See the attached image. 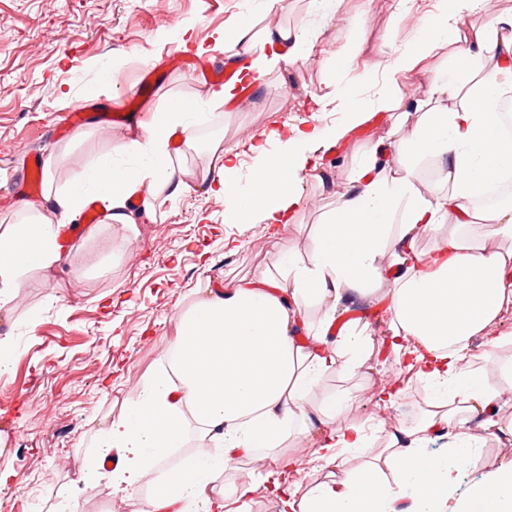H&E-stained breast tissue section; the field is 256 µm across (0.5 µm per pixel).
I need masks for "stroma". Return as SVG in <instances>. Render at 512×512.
Segmentation results:
<instances>
[{"instance_id": "stroma-1", "label": "stroma", "mask_w": 512, "mask_h": 512, "mask_svg": "<svg viewBox=\"0 0 512 512\" xmlns=\"http://www.w3.org/2000/svg\"><path fill=\"white\" fill-rule=\"evenodd\" d=\"M261 0H0V226L36 213L43 189L23 190L18 177L25 156L51 157L44 182L63 188L86 177L91 159L131 165L119 153L128 135V115L150 120L176 100H200L203 118L182 135L183 164L190 173L208 168L212 154L199 148L196 132L208 130L239 155L234 177L247 182L255 157L245 138L318 115L322 124L345 118L340 93L350 89L373 103L389 88L422 85V73L450 67L445 46L419 69L398 71L394 60L411 52L424 17L443 0H411L392 7L382 0H339L335 13L318 10L315 0H283L266 14ZM251 14L255 29L273 25L305 31L304 61L288 71L246 80L241 100L225 105L218 82L207 74L224 67V46L216 36ZM351 54L344 70L333 59ZM81 121L66 122L74 105ZM396 115L374 110L364 125L322 151L320 178H303L304 202L295 224L255 249L258 224H228L223 199L192 189L155 204V221L141 225L129 242L113 233L109 220L98 233L64 248L60 263L29 271L20 282L26 306L0 313V336L14 353L0 371V471L12 473L0 486V512H147L143 496L115 495L111 468L91 479L84 472L95 454L96 435L125 410L129 385L165 363L179 312L188 310L199 288L226 290L272 265L288 250L307 256L311 234L333 208L347 181L373 145L387 141ZM364 366L326 374L311 405L324 397L351 393V422L383 439L413 417L396 421L405 406L420 409L425 391H407L385 407L380 381L393 355L383 332ZM51 414H44L48 399ZM476 444L474 458L449 459L456 493L465 495L490 471L512 463V441L476 425L463 430ZM313 450L297 432L266 456L264 465L293 490L343 478L367 456L344 453L335 462L313 464ZM296 466H288L289 458ZM252 459L232 463L218 487L255 480L248 512H286L280 498L258 483Z\"/></svg>"}]
</instances>
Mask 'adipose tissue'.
Instances as JSON below:
<instances>
[{
	"instance_id": "1",
	"label": "adipose tissue",
	"mask_w": 512,
	"mask_h": 512,
	"mask_svg": "<svg viewBox=\"0 0 512 512\" xmlns=\"http://www.w3.org/2000/svg\"><path fill=\"white\" fill-rule=\"evenodd\" d=\"M482 8L483 0H447L425 19L414 50L399 61L401 69L415 68L452 41L454 71L426 73L428 94L415 103L397 90L386 95L385 104L414 109L418 117L404 122L392 142L368 151L361 171L319 224L309 260L283 252L272 267L233 290H200L177 319L166 368L131 391L128 413L101 430L88 471L101 469L103 458L115 452L118 491L137 493L145 474L156 471L150 512H224L225 497L242 505L253 491L251 482L242 481L228 495L216 493L230 463L277 448L291 425L303 437L325 426L329 432L318 442L316 458H335L340 448L373 454L343 480L308 489L304 512H512V466L490 472L454 501L447 462L420 453L451 419L476 421L495 436L512 438V422L503 423L496 409L497 390L468 362L471 341L512 311V204L470 207L512 170V138L499 112L501 97L512 93V15L495 14L461 34L459 17ZM219 40L228 51L259 42L275 47V54L254 61L260 74L296 64L307 38L281 26L254 34L246 15ZM476 70L480 79L461 93L458 76ZM459 94L464 100L455 110L444 108L448 97ZM342 98L346 126L282 125L271 133L281 146L274 154L265 141L251 139L259 163L249 189L233 177L235 153L213 144L211 168L198 180L224 198L225 223L261 224L275 235L294 223L302 174L317 170L321 148L369 118L366 103L351 91ZM189 108L175 102L129 134L123 152L148 158V165L127 172L97 165L95 190L124 238L137 236L139 221L154 220L161 196L188 190L173 144L188 124ZM428 158L437 162L436 175L424 192L415 186L414 167ZM59 235L58 225L42 213L0 229V310L14 304L24 274L60 260ZM428 236L431 247L420 248ZM354 297L386 305L385 333L394 352L434 389L421 423L396 430L377 449L367 428L340 423L347 400H325L315 411L309 404L322 376L363 367L373 346L369 323L341 319ZM310 306L321 311L319 324L304 320ZM192 430L218 444L219 453L186 451ZM175 448L182 454L172 464ZM386 470L395 473V483L382 480Z\"/></svg>"
}]
</instances>
